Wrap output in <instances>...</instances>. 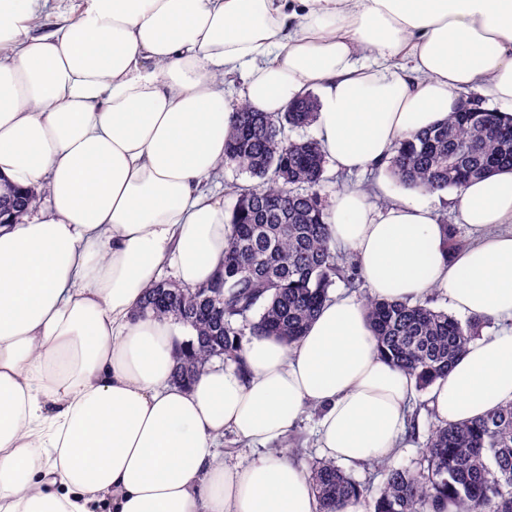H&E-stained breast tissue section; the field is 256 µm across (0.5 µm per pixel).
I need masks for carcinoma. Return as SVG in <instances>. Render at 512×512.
<instances>
[{
  "instance_id": "carcinoma-1",
  "label": "carcinoma",
  "mask_w": 512,
  "mask_h": 512,
  "mask_svg": "<svg viewBox=\"0 0 512 512\" xmlns=\"http://www.w3.org/2000/svg\"><path fill=\"white\" fill-rule=\"evenodd\" d=\"M318 102L307 93L286 112L236 109L225 139L224 162L259 179L232 184L236 203L225 229L224 269L216 283L183 288L161 280L148 289L136 316L171 317L196 332L176 356L171 380L188 385L215 358L244 367L243 336H275L291 345L329 298L336 281L362 283L358 263L333 242L320 189L326 157L315 138L290 132L316 122ZM512 171V120L484 108L451 112L443 122L414 131L394 148L387 171L422 192L461 189L490 173ZM33 190L0 186V215L20 220ZM367 315L380 354L415 379L419 391L448 369L478 338L482 319L465 323L430 307L366 297ZM379 485L356 480L331 460L309 465L318 512H512V403L430 433L416 468L374 464Z\"/></svg>"
}]
</instances>
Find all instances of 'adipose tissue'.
Returning <instances> with one entry per match:
<instances>
[{"instance_id": "obj_1", "label": "adipose tissue", "mask_w": 512, "mask_h": 512, "mask_svg": "<svg viewBox=\"0 0 512 512\" xmlns=\"http://www.w3.org/2000/svg\"><path fill=\"white\" fill-rule=\"evenodd\" d=\"M42 0H0V175L48 206L0 224V512H317L280 440L305 411L324 458L394 456L414 379L380 356L363 300L324 302L293 345L256 336L245 368L171 374L194 332L135 317L171 269L187 288L224 264L234 102L281 112L318 98L332 168L383 170L395 143L469 92L512 112V0H82L50 32ZM246 80L228 99L224 76ZM484 230L447 248L434 209H375L356 189L326 211L379 299L440 289L468 318L512 320V172L457 196ZM445 423L512 402V327L469 343L427 394ZM262 445L228 464L225 431Z\"/></svg>"}]
</instances>
